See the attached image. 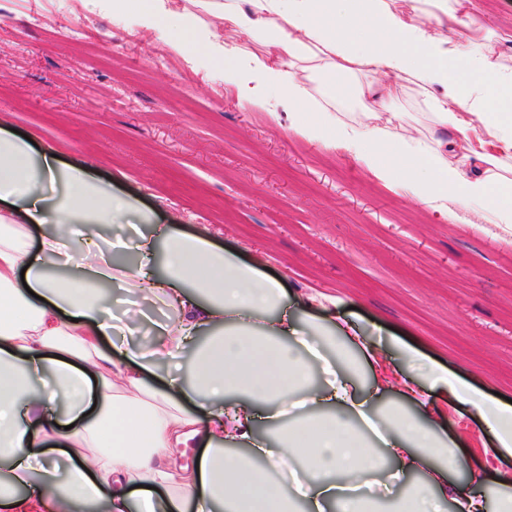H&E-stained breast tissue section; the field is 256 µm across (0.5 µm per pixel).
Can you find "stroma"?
<instances>
[{"label":"stroma","mask_w":512,"mask_h":512,"mask_svg":"<svg viewBox=\"0 0 512 512\" xmlns=\"http://www.w3.org/2000/svg\"><path fill=\"white\" fill-rule=\"evenodd\" d=\"M448 5L449 42H487L512 69V0ZM0 128L111 184L151 225L260 259L298 317L381 326L512 399V224L379 180L300 135L277 97L241 104L222 68L185 57L169 30L115 21L98 0H0ZM447 417L465 441L452 484L490 464L512 478L473 406Z\"/></svg>","instance_id":"obj_1"}]
</instances>
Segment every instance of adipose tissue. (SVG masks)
<instances>
[{
    "instance_id": "ef3b65f1",
    "label": "adipose tissue",
    "mask_w": 512,
    "mask_h": 512,
    "mask_svg": "<svg viewBox=\"0 0 512 512\" xmlns=\"http://www.w3.org/2000/svg\"><path fill=\"white\" fill-rule=\"evenodd\" d=\"M109 2L145 28L175 25L182 49L209 54L241 103L275 92L307 139L353 151L424 202L454 197L512 224V177L490 168L512 158V71L484 42L449 43L447 0H418L410 13L397 0H223L224 44L196 38L195 18H172L166 0ZM406 88L455 139L429 145L330 111L368 93L389 113ZM449 150L480 167L461 176ZM136 209L51 151L36 159L0 135V512H60L63 502L106 512H512V479L499 478L491 505L488 473L452 489L458 442L441 419L410 410L472 404L493 455L508 458L512 403L408 344L405 369L390 371L366 330L298 321L279 281L206 237L170 225L139 236L136 265L113 260L101 229ZM102 283L172 310L150 349L105 316ZM187 354L189 375L170 373ZM393 388L399 399L388 398ZM194 436L207 449L198 468L155 459L158 444ZM40 438L64 447V460L43 457Z\"/></svg>"
}]
</instances>
